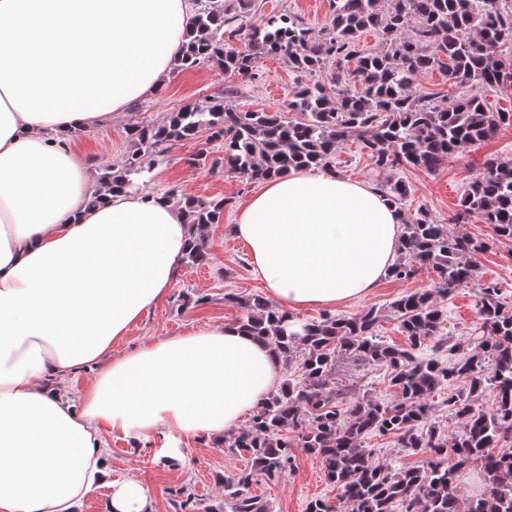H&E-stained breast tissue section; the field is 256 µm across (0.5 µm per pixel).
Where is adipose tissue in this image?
<instances>
[{
	"label": "adipose tissue",
	"instance_id": "1",
	"mask_svg": "<svg viewBox=\"0 0 512 512\" xmlns=\"http://www.w3.org/2000/svg\"><path fill=\"white\" fill-rule=\"evenodd\" d=\"M192 14L193 0H0V512H73L109 475L106 434L172 457L280 384V358L235 324L112 352L174 287L189 226L148 192L88 207L68 141L164 86ZM402 222L374 186L300 168L267 180L234 231L281 307L331 310L377 287ZM109 365L108 360H103L97 366L84 369L74 374L62 391L71 398H76L78 394L90 383V381Z\"/></svg>",
	"mask_w": 512,
	"mask_h": 512
}]
</instances>
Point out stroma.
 <instances>
[{
	"label": "stroma",
	"mask_w": 512,
	"mask_h": 512,
	"mask_svg": "<svg viewBox=\"0 0 512 512\" xmlns=\"http://www.w3.org/2000/svg\"><path fill=\"white\" fill-rule=\"evenodd\" d=\"M292 14L313 32H321L331 20L330 0H255L248 20L262 23L267 18ZM256 77L248 80L224 72L215 65L195 69H175L163 90L132 102L127 111L112 122L80 130L73 134L71 147L89 174L90 187H97L100 176L117 169L136 144L127 127L134 122L149 125L165 122L167 117L188 103H205L210 98L227 95L228 104L241 111L274 112L285 109L298 78L296 69L282 57L257 58ZM206 146L205 136L178 142L158 158L146 185L147 192L170 193L178 200L189 197L225 200L224 221L211 225L207 232V260L198 266L181 265L175 287L167 297L117 344L116 353L139 347L158 336L181 333L190 326L233 323L241 316L238 298L265 295L255 278L247 247H236L233 227L238 213L255 193L257 182L192 165V157ZM512 155V125L502 126L494 138L465 150L462 156L428 173L417 168H402L399 178L409 188L407 211L425 208L438 223L454 233L467 234L486 243L476 257L480 277L466 287L438 297L445 313L442 333L448 346H464L478 319L476 303L481 287L494 283L505 300L512 303V243L496 239L489 225L464 214L460 200L467 182L491 155ZM433 286V277L420 273L410 280L382 278L363 299L337 307L340 316H349L372 308L379 312L378 334L382 341L404 346L406 338L398 328L391 304L400 296ZM336 380L355 390L367 392L373 399L390 402L395 391L384 367L359 365L347 355L336 359ZM107 454L112 462L114 481L140 480L152 501L154 512H181V502L192 500L224 507V480L246 465V454L227 448L223 439L180 445L178 460L156 455L153 445L120 435H107ZM291 470L278 479L256 477L250 486L252 495L270 504L272 512H304L309 501L323 499L339 504L340 492L327 481L320 457L307 449L294 451Z\"/></svg>",
	"instance_id": "obj_1"
}]
</instances>
